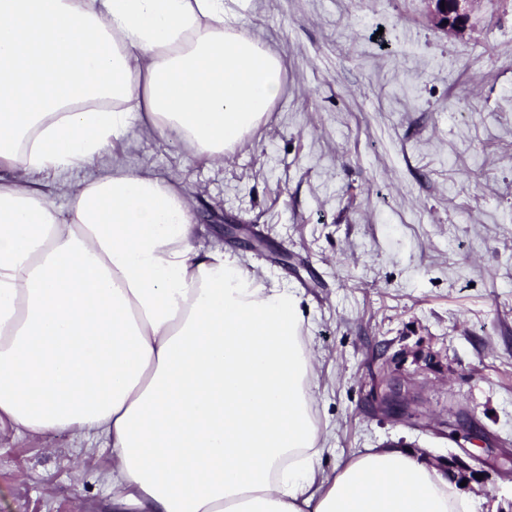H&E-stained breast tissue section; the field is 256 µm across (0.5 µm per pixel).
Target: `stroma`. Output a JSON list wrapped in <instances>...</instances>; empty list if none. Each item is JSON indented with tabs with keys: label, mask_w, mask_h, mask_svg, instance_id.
I'll return each instance as SVG.
<instances>
[{
	"label": "stroma",
	"mask_w": 512,
	"mask_h": 512,
	"mask_svg": "<svg viewBox=\"0 0 512 512\" xmlns=\"http://www.w3.org/2000/svg\"><path fill=\"white\" fill-rule=\"evenodd\" d=\"M429 0H248L245 29L283 60V94L220 160L142 138L131 165L189 191L201 246L302 300L314 395L330 431L321 466L408 441L435 459L512 451V0H481L460 32ZM247 225L256 251L224 238ZM409 378L410 418L380 414ZM464 412L475 442L443 425ZM108 449L0 424V512H101ZM464 490L512 512V479Z\"/></svg>",
	"instance_id": "35a3bbf8"
}]
</instances>
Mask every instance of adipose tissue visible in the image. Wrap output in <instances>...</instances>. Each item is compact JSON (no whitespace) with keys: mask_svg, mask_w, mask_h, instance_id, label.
<instances>
[{"mask_svg":"<svg viewBox=\"0 0 512 512\" xmlns=\"http://www.w3.org/2000/svg\"><path fill=\"white\" fill-rule=\"evenodd\" d=\"M282 72L228 0H0V422L111 448L107 512H473L421 448L323 470L300 298L124 163L221 159Z\"/></svg>","mask_w":512,"mask_h":512,"instance_id":"1","label":"adipose tissue"}]
</instances>
